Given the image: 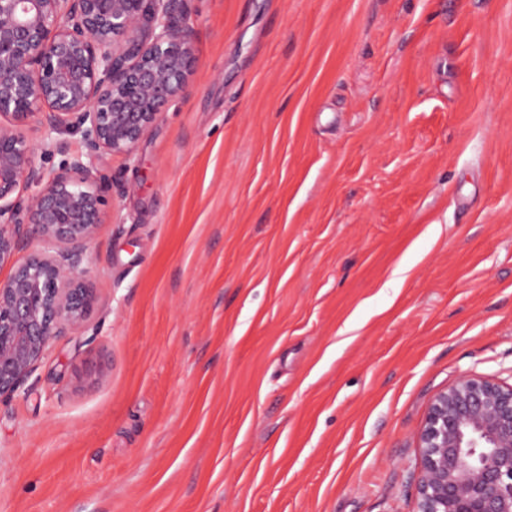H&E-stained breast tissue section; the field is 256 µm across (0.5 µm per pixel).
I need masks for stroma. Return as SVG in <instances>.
Masks as SVG:
<instances>
[{
	"instance_id": "obj_1",
	"label": "stroma",
	"mask_w": 512,
	"mask_h": 512,
	"mask_svg": "<svg viewBox=\"0 0 512 512\" xmlns=\"http://www.w3.org/2000/svg\"><path fill=\"white\" fill-rule=\"evenodd\" d=\"M175 19L94 305L0 400V512H415L434 394L512 383V0Z\"/></svg>"
}]
</instances>
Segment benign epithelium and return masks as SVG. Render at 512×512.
Wrapping results in <instances>:
<instances>
[{
	"label": "benign epithelium",
	"instance_id": "1",
	"mask_svg": "<svg viewBox=\"0 0 512 512\" xmlns=\"http://www.w3.org/2000/svg\"><path fill=\"white\" fill-rule=\"evenodd\" d=\"M178 2L0 0V267L33 247L0 281V398L92 307L89 247L109 192L98 163L132 154L188 86ZM70 131L76 151L61 138ZM54 152L65 159L48 171L38 157ZM418 448L416 512H512V384L460 375L434 395Z\"/></svg>",
	"mask_w": 512,
	"mask_h": 512
}]
</instances>
